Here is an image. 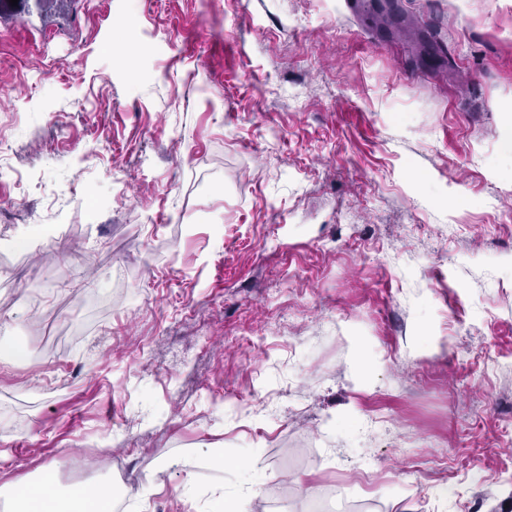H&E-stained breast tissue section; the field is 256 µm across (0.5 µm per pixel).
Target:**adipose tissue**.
Wrapping results in <instances>:
<instances>
[{
  "label": "adipose tissue",
  "instance_id": "ef3b65f1",
  "mask_svg": "<svg viewBox=\"0 0 512 512\" xmlns=\"http://www.w3.org/2000/svg\"><path fill=\"white\" fill-rule=\"evenodd\" d=\"M57 464L43 467L35 483L14 485L8 492L12 512H112V485L101 481L60 488Z\"/></svg>",
  "mask_w": 512,
  "mask_h": 512
}]
</instances>
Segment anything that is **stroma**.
Returning <instances> with one entry per match:
<instances>
[{
  "mask_svg": "<svg viewBox=\"0 0 512 512\" xmlns=\"http://www.w3.org/2000/svg\"><path fill=\"white\" fill-rule=\"evenodd\" d=\"M395 12L0 0V485L512 512V0Z\"/></svg>",
  "mask_w": 512,
  "mask_h": 512,
  "instance_id": "stroma-1",
  "label": "stroma"
}]
</instances>
